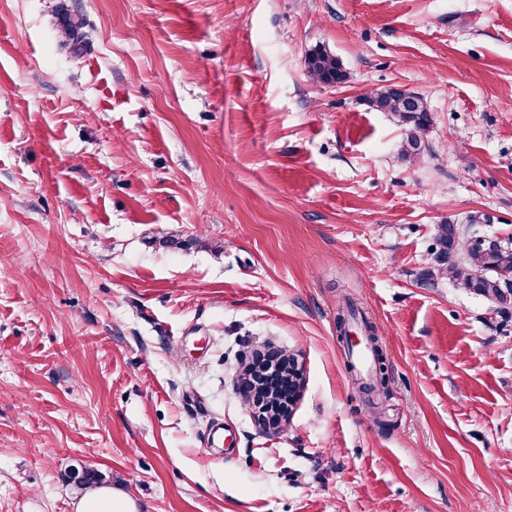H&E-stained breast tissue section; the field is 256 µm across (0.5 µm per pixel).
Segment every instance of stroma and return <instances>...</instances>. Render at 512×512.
<instances>
[{
  "mask_svg": "<svg viewBox=\"0 0 512 512\" xmlns=\"http://www.w3.org/2000/svg\"><path fill=\"white\" fill-rule=\"evenodd\" d=\"M474 214L512 240V0H0V512L82 467L136 512H512V304L427 276ZM269 349L278 432L235 387ZM305 67L314 82L326 86L342 83L347 77L340 59L324 47L308 52ZM366 101L377 112H394L399 115L407 126L402 155H419L422 144L420 137L431 123L429 111L422 98L396 88H384L370 92Z\"/></svg>",
  "mask_w": 512,
  "mask_h": 512,
  "instance_id": "1",
  "label": "stroma"
}]
</instances>
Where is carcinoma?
<instances>
[{
	"label": "carcinoma",
	"instance_id": "cac0c4a2",
	"mask_svg": "<svg viewBox=\"0 0 512 512\" xmlns=\"http://www.w3.org/2000/svg\"><path fill=\"white\" fill-rule=\"evenodd\" d=\"M81 23L72 16L61 22L64 41L78 48L81 44ZM305 67L311 79L326 86L343 82L347 74L340 59L324 47H317L305 57ZM369 106L377 112H394L407 126L402 155L416 156L421 150V136L429 128L431 117L422 98L396 88H384L366 96ZM458 241L450 224L439 226L436 235L434 261L437 270L451 273L462 280L464 287L485 297L498 298L505 293L512 295V281L501 279L493 273L495 269H512V248L488 245L474 240L467 243L460 264L450 262ZM485 271L487 275L476 276L474 272Z\"/></svg>",
	"mask_w": 512,
	"mask_h": 512
}]
</instances>
